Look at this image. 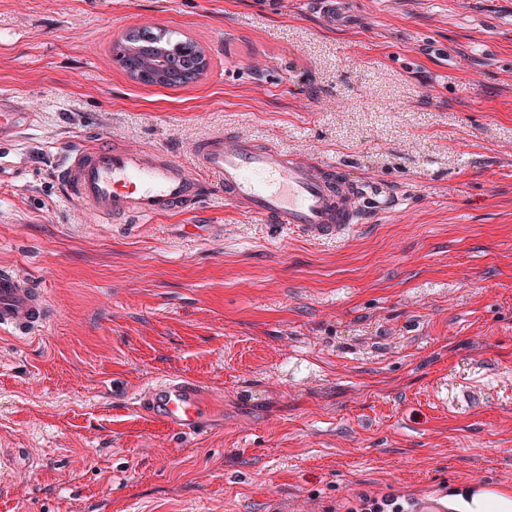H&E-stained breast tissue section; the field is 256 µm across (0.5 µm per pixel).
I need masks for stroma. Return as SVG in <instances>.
Returning a JSON list of instances; mask_svg holds the SVG:
<instances>
[{
  "instance_id": "obj_1",
  "label": "stroma",
  "mask_w": 512,
  "mask_h": 512,
  "mask_svg": "<svg viewBox=\"0 0 512 512\" xmlns=\"http://www.w3.org/2000/svg\"><path fill=\"white\" fill-rule=\"evenodd\" d=\"M197 41L187 87L114 60ZM0 270L50 317L0 334V512H329L364 490L512 492V0H0ZM232 132L398 200L312 242L226 204L104 222L54 175L75 141ZM200 385L185 436L138 408ZM0 112V133L2 131L3 134L7 128L16 129L18 133H23L28 113L18 111L12 105L5 104L3 100L0 105Z\"/></svg>"
}]
</instances>
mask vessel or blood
Listing matches in <instances>:
<instances>
[{
  "instance_id": "1",
  "label": "vessel or blood",
  "mask_w": 512,
  "mask_h": 512,
  "mask_svg": "<svg viewBox=\"0 0 512 512\" xmlns=\"http://www.w3.org/2000/svg\"><path fill=\"white\" fill-rule=\"evenodd\" d=\"M197 173L158 150L115 147L96 141L64 154L58 179L84 212L103 220H150L193 208L212 188L266 222L298 230L314 242L346 237L362 218L363 202L377 211L396 208L372 183L351 178L326 161H302L291 152L224 133L194 149ZM49 309L41 288L9 270L0 271V330L28 335ZM141 406L185 434L202 427L199 388L183 378L152 384Z\"/></svg>"
}]
</instances>
